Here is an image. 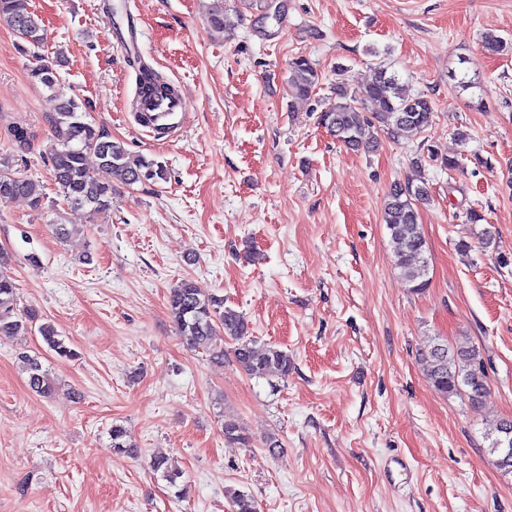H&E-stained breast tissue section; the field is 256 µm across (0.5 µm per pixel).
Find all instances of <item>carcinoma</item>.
<instances>
[{
    "instance_id": "1",
    "label": "carcinoma",
    "mask_w": 512,
    "mask_h": 512,
    "mask_svg": "<svg viewBox=\"0 0 512 512\" xmlns=\"http://www.w3.org/2000/svg\"><path fill=\"white\" fill-rule=\"evenodd\" d=\"M0 20L6 21L15 32L19 48H37L44 41L41 19L32 10L30 0H0ZM33 57L36 64L29 72L32 81L57 92L63 78L55 64L36 53ZM129 63L138 71V95L175 93L173 84L146 65L139 55H131ZM320 78V72L309 58L300 55L289 60L287 84L296 96L309 97ZM86 115L84 102L74 96H62L52 118L57 141L50 156L52 177L70 207L105 217L112 210L114 181L128 186L167 181V167L163 162L134 154L121 143L110 140L103 131L85 121ZM433 116V105L427 96L404 94L398 76L381 66L374 80L358 90L336 85V97L321 111L319 122L346 147L358 149L373 145L376 127L399 140L424 132L431 126ZM91 153L98 159L95 171L86 164ZM0 197L23 198L32 208L39 209L46 193L40 181L15 172L9 157L0 154ZM428 200L425 184L409 180L391 187L384 212V223L397 244L394 266L414 291L427 286L428 258L418 224V205ZM7 261L8 257L0 252V339L26 336L35 330L59 357L76 356L53 324H39L36 315L23 316L17 312V285L7 270ZM167 305L179 335L194 347L210 350L216 325H222L224 335L237 341L234 357L245 374L286 378L294 369V359L288 351L275 346L261 351L246 341L249 326L243 316L223 306L220 299L203 296L191 280L183 279L171 288ZM421 356L432 386L441 394L463 396L475 406L487 393L485 362L475 348H454L431 340ZM22 360L30 388L39 394L51 393L54 381L42 369L38 357L24 355ZM486 439L490 440L488 453L493 456V462L502 460L505 450L512 451V424L497 421L486 432ZM224 440L243 443L247 437L236 421L229 418L224 420ZM153 468L170 487L180 489L181 473L168 467L165 458L154 459ZM228 496L233 512H257L251 494L234 489L228 491Z\"/></svg>"
}]
</instances>
